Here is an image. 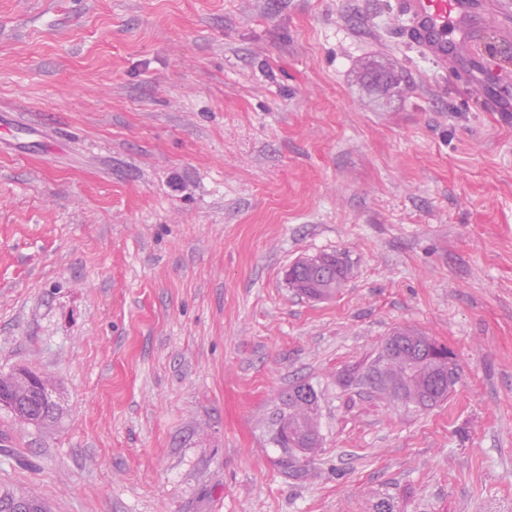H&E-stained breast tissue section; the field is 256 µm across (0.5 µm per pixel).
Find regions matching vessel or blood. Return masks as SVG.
Returning a JSON list of instances; mask_svg holds the SVG:
<instances>
[{
    "label": "vessel or blood",
    "mask_w": 512,
    "mask_h": 512,
    "mask_svg": "<svg viewBox=\"0 0 512 512\" xmlns=\"http://www.w3.org/2000/svg\"><path fill=\"white\" fill-rule=\"evenodd\" d=\"M399 35L412 43L446 74L467 60L463 74L471 93L485 111H506V103L486 89L487 79L496 74L494 54L486 40L489 29L512 34V15L501 0H399Z\"/></svg>",
    "instance_id": "b4317fda"
}]
</instances>
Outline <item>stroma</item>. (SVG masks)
Here are the masks:
<instances>
[{
  "instance_id": "obj_1",
  "label": "stroma",
  "mask_w": 512,
  "mask_h": 512,
  "mask_svg": "<svg viewBox=\"0 0 512 512\" xmlns=\"http://www.w3.org/2000/svg\"><path fill=\"white\" fill-rule=\"evenodd\" d=\"M389 73L373 88L367 74ZM351 274L323 300L285 269ZM411 328L447 400L340 378ZM0 491L49 512H512V121L398 0H0ZM323 444L289 477L288 389ZM30 388L40 389L48 397H53L56 393L54 385L43 376L21 370L16 373L13 382L8 387L0 388V407H4L21 421L39 428L50 427L57 423L63 415L61 405H48L36 394L27 398L26 411L28 420L17 416L10 410L18 411L20 409L19 402L22 394L24 390ZM313 396L314 400H310ZM284 408L278 415V428L273 443L278 448H284L285 457L282 460L288 475L293 478L302 477L305 473V464L320 448L321 437L317 419V393L306 383L294 385L283 400ZM315 436V447L304 448L302 442H292L295 438ZM288 456V457H287Z\"/></svg>"
}]
</instances>
